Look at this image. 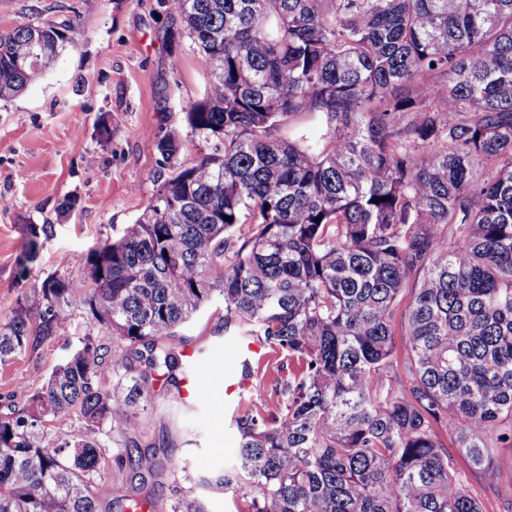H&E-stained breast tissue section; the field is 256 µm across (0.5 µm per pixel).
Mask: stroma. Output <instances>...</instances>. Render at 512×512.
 <instances>
[{"label": "stroma", "instance_id": "35a3bbf8", "mask_svg": "<svg viewBox=\"0 0 512 512\" xmlns=\"http://www.w3.org/2000/svg\"><path fill=\"white\" fill-rule=\"evenodd\" d=\"M50 21L72 26L78 45L59 56L16 97L0 100V323L23 286L17 258L23 227L48 224L33 275L63 272L101 240L119 238L142 214L171 164L157 149L166 134L185 136L177 164L191 165L211 143L190 136L186 113L201 100L210 74L183 39L178 52L166 42L170 18L157 0H0V30ZM84 326L74 311L60 336L0 364V401H22L72 352ZM224 305L217 302L179 328L171 343L180 351L227 341ZM142 443L167 435L172 456L188 476L187 490L206 512H247L217 488L236 454L237 431L224 409L222 388H202L193 400L157 399L143 418ZM440 438L465 476L483 512L512 506V449L492 452L489 468L474 470L457 454L456 435Z\"/></svg>", "mask_w": 512, "mask_h": 512}]
</instances>
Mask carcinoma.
Returning <instances> with one entry per match:
<instances>
[{
    "label": "carcinoma",
    "instance_id": "carcinoma-1",
    "mask_svg": "<svg viewBox=\"0 0 512 512\" xmlns=\"http://www.w3.org/2000/svg\"><path fill=\"white\" fill-rule=\"evenodd\" d=\"M157 2L170 48L188 37L210 70L186 121L214 147L0 324L5 363L87 318L42 387L0 405V512H100L115 434L118 512H205L168 441L136 436L155 382L180 392L168 338L216 299L272 355L217 480L248 512H483L439 432L474 468L512 448V0ZM76 47L50 22L0 31V99ZM302 113L315 146L280 135ZM180 148L157 143L167 163ZM24 231L26 281L48 225ZM127 470L171 479L170 504L125 491Z\"/></svg>",
    "mask_w": 512,
    "mask_h": 512
}]
</instances>
